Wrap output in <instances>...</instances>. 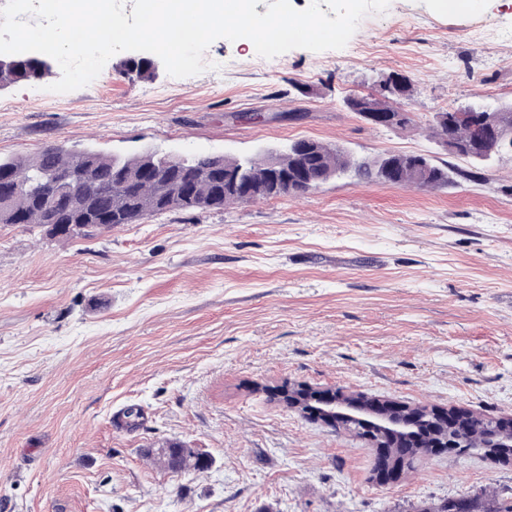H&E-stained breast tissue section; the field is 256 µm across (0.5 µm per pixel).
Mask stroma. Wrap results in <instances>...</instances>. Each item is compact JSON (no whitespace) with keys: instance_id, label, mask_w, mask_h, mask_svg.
<instances>
[{"instance_id":"stroma-1","label":"stroma","mask_w":512,"mask_h":512,"mask_svg":"<svg viewBox=\"0 0 512 512\" xmlns=\"http://www.w3.org/2000/svg\"><path fill=\"white\" fill-rule=\"evenodd\" d=\"M112 56L0 90V157L50 145L247 156L315 140L422 154L452 185L348 173L301 195L175 209L84 239L0 224V512H425L512 495V459L376 449L282 407L284 383L512 420V155L479 166L427 137L435 113L512 102V0L448 13L390 0L345 48L260 60L218 39L204 72L143 79ZM407 76L413 125L347 101ZM206 451L174 473L146 452ZM169 448H177L178 449V458L177 462L179 467L177 469L181 471L185 470H204L208 469L212 465L211 457L207 462L201 460L200 456L193 448H183L178 444H171L168 446Z\"/></svg>"}]
</instances>
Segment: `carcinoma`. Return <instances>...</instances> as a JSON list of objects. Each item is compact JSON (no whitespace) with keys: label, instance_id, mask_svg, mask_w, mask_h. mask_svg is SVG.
<instances>
[{"label":"carcinoma","instance_id":"1","mask_svg":"<svg viewBox=\"0 0 512 512\" xmlns=\"http://www.w3.org/2000/svg\"><path fill=\"white\" fill-rule=\"evenodd\" d=\"M153 70V60L143 57L126 64V71L145 77ZM48 70L39 57H16L14 68L0 70V87L18 81L38 80ZM390 94L380 95L376 110L402 114L399 126L413 123L410 113L400 107L401 101L413 97L415 88L408 78H388ZM456 109L436 113L430 126L431 137L451 154L473 164L482 165L497 157L487 147L471 157L466 152L470 140L468 127L455 119ZM304 141L291 144L279 154L278 178L268 177V157L259 154L249 158L223 155H196L175 158L153 152L146 159L134 152L116 156L93 147L64 148L48 146L37 155L0 158V224H56L54 235L65 238L89 237L121 224H135L144 217L170 210L169 199L183 193L195 197L175 205L177 209H201L197 197L212 200V209L226 205L269 199L281 195L304 193L316 189L330 179L353 170L364 181H380L403 188H441L449 184L448 167L432 162L417 167L420 156L391 154L361 161L353 159L338 146ZM86 168L92 180L71 189L74 201L62 209L52 203V180L59 181L67 172ZM179 470H204L212 461L204 462L192 448L175 445ZM434 512H512L511 498L453 499L440 503Z\"/></svg>","mask_w":512,"mask_h":512}]
</instances>
